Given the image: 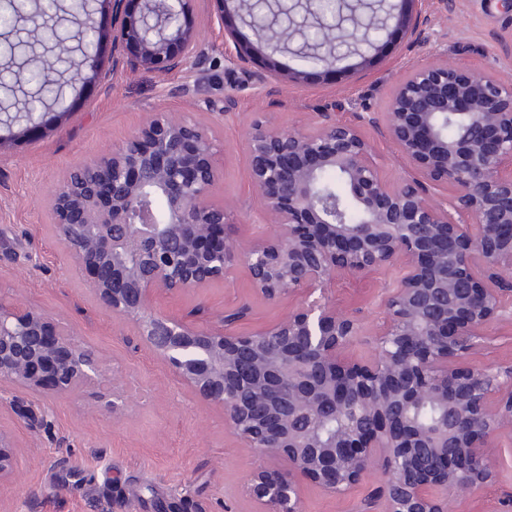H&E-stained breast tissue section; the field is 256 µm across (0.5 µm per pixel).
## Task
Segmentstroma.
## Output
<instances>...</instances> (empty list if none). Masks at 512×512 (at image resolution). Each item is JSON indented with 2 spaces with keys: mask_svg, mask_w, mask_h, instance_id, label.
<instances>
[{
  "mask_svg": "<svg viewBox=\"0 0 512 512\" xmlns=\"http://www.w3.org/2000/svg\"><path fill=\"white\" fill-rule=\"evenodd\" d=\"M428 0L427 17L444 36L448 59L491 66L512 80V58L502 54L496 35L512 34V13L501 0ZM214 0H199L196 24L212 51L200 67L212 96L250 82L262 63L227 69L215 45L224 32L212 18ZM427 48L401 45L384 60L348 76H316L301 85H277L274 97L243 94L233 112L200 109L178 94L182 75L159 81L134 69L125 55H104L113 69L110 88L87 87L74 115L53 121L44 135L0 148V292L62 319L75 336L106 362L98 384L72 398L41 400L0 386V429L10 432L25 465L0 486V512H254L244 485L258 461L230 433L221 408L207 404L184 386L145 343L134 326L100 308L89 276L57 239L47 192L74 165L136 129L146 113L190 115L212 136L219 181L213 199L234 202L230 238L254 237L268 230L263 204L252 191L243 145L245 128L263 122L279 128L310 127L318 108L344 105L354 117L362 102L384 108L393 84L424 60ZM394 272L381 271L336 282L331 296L338 309L352 313L363 335L352 355L368 358L370 335L384 315ZM297 298L269 303L258 298L244 268L207 287L161 297L156 309L211 328L222 311L245 309L236 331L277 322L295 309ZM121 388L131 406L121 420L96 411L101 395ZM34 412L20 419L19 409ZM500 482L478 500L457 505L458 512H512V455L502 460ZM366 480L343 501L316 487L303 491L304 512H380Z\"/></svg>",
  "mask_w": 512,
  "mask_h": 512,
  "instance_id": "stroma-1",
  "label": "stroma"
}]
</instances>
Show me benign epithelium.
I'll use <instances>...</instances> for the list:
<instances>
[{"label":"benign epithelium","instance_id":"1","mask_svg":"<svg viewBox=\"0 0 512 512\" xmlns=\"http://www.w3.org/2000/svg\"><path fill=\"white\" fill-rule=\"evenodd\" d=\"M83 0L74 17L76 44L61 41L60 12L34 25L46 47L41 80L78 86L102 78L98 7L111 5L112 48L126 49L134 70L157 78L183 72L179 88L211 112H231L234 86L222 97L201 93L205 54L192 21L198 0ZM217 23L231 10L253 38L227 30L221 54L241 66L272 63L251 83H302L305 69L283 68L287 48L268 34L305 37L300 23L255 10L253 0H214ZM426 0H358L324 36L317 62L328 71L369 61L406 37L433 59L412 66L394 85L384 110L361 108L358 120L333 110L314 113L310 129L251 125L244 133L252 189L263 203L269 235L225 236L232 207L212 201L219 172L212 138L180 113L150 112L121 142L73 168L47 193L56 235L89 275L99 305L136 324L139 335L201 400L224 409L230 431L262 459L247 492L258 512H303L305 485L331 498L348 496L367 476L380 479L381 512H455L459 500L481 497L499 479L502 440L512 444V362L473 365L463 359L486 347L492 327L512 322V81L493 68L450 63L442 37L423 16ZM74 53L81 66L63 80L59 63ZM21 64L0 67V84L29 92ZM63 118L67 96L32 112H7L8 137L30 138L45 109ZM379 132L405 175L390 180L374 143ZM0 134V148L6 137ZM336 172L359 225L348 223L320 187ZM448 187L441 196L438 187ZM166 203L158 220L152 199ZM246 268L267 301L300 296L280 321L236 334L232 315L215 329L157 312V300L224 279ZM386 267L399 276L385 298L386 317L372 337L373 354L355 359L362 335L354 316L336 309L331 287L345 276ZM101 359L50 315L0 293V381L35 397L79 394L98 378ZM440 411L435 431L414 411ZM357 408L328 440L315 422ZM21 454L0 430V485L12 480Z\"/></svg>","mask_w":512,"mask_h":512}]
</instances>
